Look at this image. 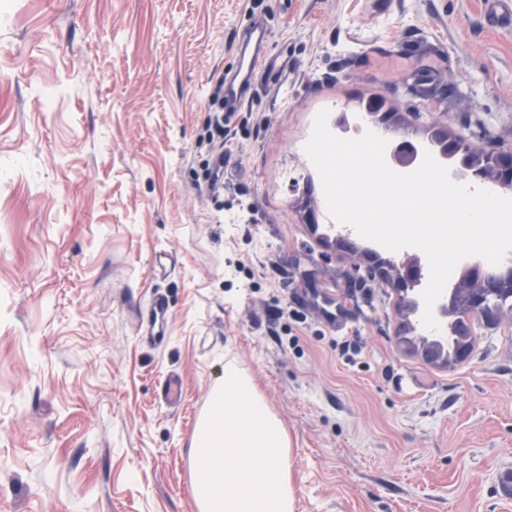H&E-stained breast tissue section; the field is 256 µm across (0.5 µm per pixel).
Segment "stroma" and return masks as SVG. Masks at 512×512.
I'll return each mask as SVG.
<instances>
[{"label":"stroma","instance_id":"obj_1","mask_svg":"<svg viewBox=\"0 0 512 512\" xmlns=\"http://www.w3.org/2000/svg\"><path fill=\"white\" fill-rule=\"evenodd\" d=\"M386 4L0 0V512H198L189 446L228 359L287 431L296 512H512V318L441 369L399 343L391 285L342 323L318 298L370 263L319 227L320 109L377 96L512 150V33L482 0ZM256 16L269 53L212 193L199 143ZM418 71L456 104L408 96ZM156 296L160 344L137 330Z\"/></svg>","mask_w":512,"mask_h":512}]
</instances>
